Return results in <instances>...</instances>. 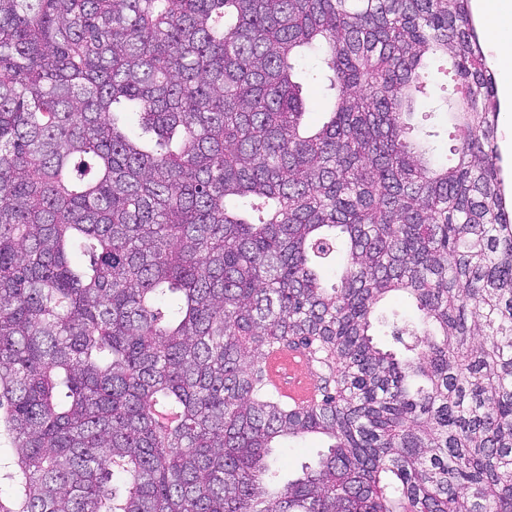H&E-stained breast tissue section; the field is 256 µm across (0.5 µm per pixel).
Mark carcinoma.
<instances>
[{"label":"carcinoma","mask_w":512,"mask_h":512,"mask_svg":"<svg viewBox=\"0 0 512 512\" xmlns=\"http://www.w3.org/2000/svg\"><path fill=\"white\" fill-rule=\"evenodd\" d=\"M498 121L471 0H0V512H512ZM299 77L304 84L305 96L310 100L311 112L307 114V120L313 125H320L328 115L325 112L331 107V100L323 95L319 84L311 77L304 74H300ZM307 364L302 352L288 347L275 349L267 357V382L291 405L306 406L317 398L318 388L314 380L318 383L320 370L310 363L306 368L309 378L304 375ZM325 446L327 442L323 438L311 437L294 447L281 448L277 453V466L285 480L296 478L301 473L302 466L313 462Z\"/></svg>","instance_id":"1"}]
</instances>
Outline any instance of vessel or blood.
<instances>
[{
  "instance_id": "obj_1",
  "label": "vessel or blood",
  "mask_w": 512,
  "mask_h": 512,
  "mask_svg": "<svg viewBox=\"0 0 512 512\" xmlns=\"http://www.w3.org/2000/svg\"><path fill=\"white\" fill-rule=\"evenodd\" d=\"M307 364L304 354L298 350L281 347L271 351L266 362L269 386L289 404L301 407L313 403L318 388L304 374Z\"/></svg>"
}]
</instances>
